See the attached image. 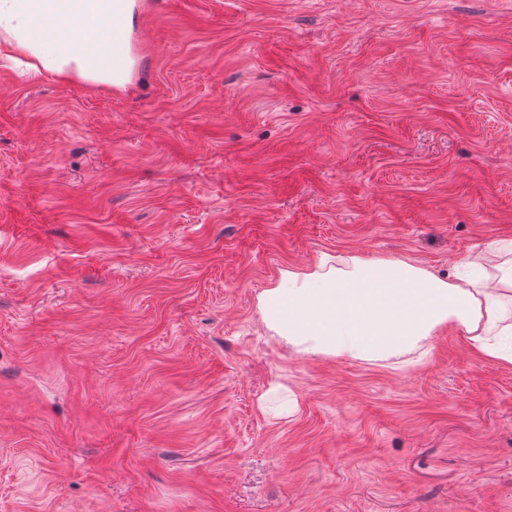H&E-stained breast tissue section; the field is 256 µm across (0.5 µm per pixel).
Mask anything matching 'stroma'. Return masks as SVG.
<instances>
[{"instance_id":"1","label":"stroma","mask_w":512,"mask_h":512,"mask_svg":"<svg viewBox=\"0 0 512 512\" xmlns=\"http://www.w3.org/2000/svg\"><path fill=\"white\" fill-rule=\"evenodd\" d=\"M146 2L125 94L0 67V512H512V365L256 304L512 238V0Z\"/></svg>"}]
</instances>
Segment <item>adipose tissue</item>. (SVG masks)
Listing matches in <instances>:
<instances>
[{
  "instance_id": "adipose-tissue-1",
  "label": "adipose tissue",
  "mask_w": 512,
  "mask_h": 512,
  "mask_svg": "<svg viewBox=\"0 0 512 512\" xmlns=\"http://www.w3.org/2000/svg\"><path fill=\"white\" fill-rule=\"evenodd\" d=\"M141 0H0V60L33 78L112 87L133 66ZM498 262L467 260L444 277L403 259L321 257L281 270L258 297L265 330L299 355L381 362L429 348L443 328L512 364V240L489 245Z\"/></svg>"
}]
</instances>
